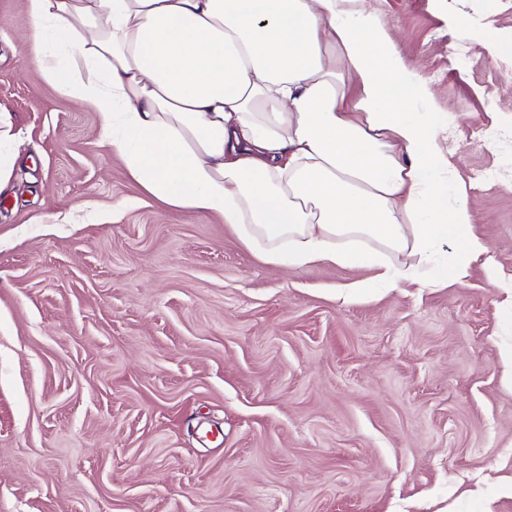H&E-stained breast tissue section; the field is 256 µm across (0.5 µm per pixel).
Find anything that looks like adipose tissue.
<instances>
[{"label": "adipose tissue", "mask_w": 512, "mask_h": 512, "mask_svg": "<svg viewBox=\"0 0 512 512\" xmlns=\"http://www.w3.org/2000/svg\"><path fill=\"white\" fill-rule=\"evenodd\" d=\"M346 0H28L35 60L99 110L152 196L219 215L266 263L368 266L358 294L465 280L489 252L447 185L440 115ZM80 66L67 65V58ZM452 252H445V244Z\"/></svg>", "instance_id": "1"}]
</instances>
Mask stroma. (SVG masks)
<instances>
[{
    "instance_id": "obj_1",
    "label": "stroma",
    "mask_w": 512,
    "mask_h": 512,
    "mask_svg": "<svg viewBox=\"0 0 512 512\" xmlns=\"http://www.w3.org/2000/svg\"><path fill=\"white\" fill-rule=\"evenodd\" d=\"M491 264L347 295L170 207L0 0V512H512V0H372ZM10 125L0 118V191L4 189L12 176L13 154H3L1 146L3 142H10L13 139Z\"/></svg>"
}]
</instances>
